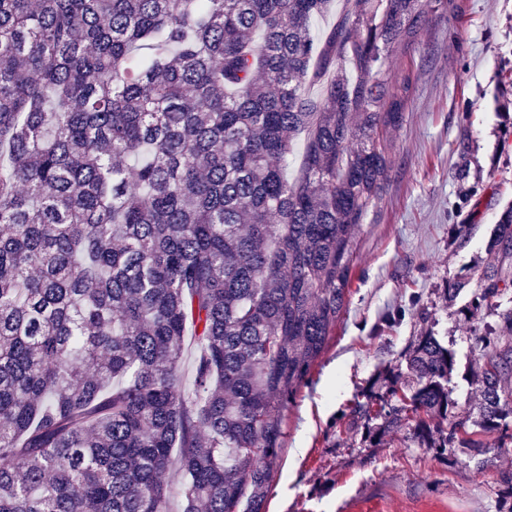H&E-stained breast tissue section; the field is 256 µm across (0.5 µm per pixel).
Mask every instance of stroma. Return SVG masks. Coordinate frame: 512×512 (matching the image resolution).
<instances>
[{
	"instance_id": "1",
	"label": "stroma",
	"mask_w": 512,
	"mask_h": 512,
	"mask_svg": "<svg viewBox=\"0 0 512 512\" xmlns=\"http://www.w3.org/2000/svg\"><path fill=\"white\" fill-rule=\"evenodd\" d=\"M429 13L418 39L393 52L392 78L412 86L392 134L385 190L353 242L346 304L309 382L284 412L285 445L267 512H512L500 475L512 447L423 448L407 432L377 444L352 424L357 395L384 392L418 336L455 356V415L477 399L472 383L498 311H471V277L490 263L487 241L512 202V0H457ZM466 180L455 174L458 165ZM467 224L451 239V225ZM467 285L447 301L449 282Z\"/></svg>"
}]
</instances>
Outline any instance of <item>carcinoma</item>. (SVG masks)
Returning a JSON list of instances; mask_svg holds the SVG:
<instances>
[{"label":"carcinoma","instance_id":"1","mask_svg":"<svg viewBox=\"0 0 512 512\" xmlns=\"http://www.w3.org/2000/svg\"><path fill=\"white\" fill-rule=\"evenodd\" d=\"M329 3L0 0V512H266L389 178L390 52L425 22L353 0L316 36ZM487 249L472 307L511 336L512 204ZM485 347L476 413L451 414L454 354L427 334L352 423L511 439L512 346Z\"/></svg>","mask_w":512,"mask_h":512}]
</instances>
